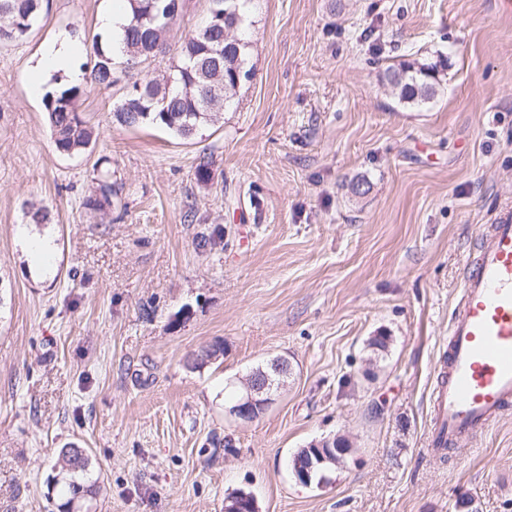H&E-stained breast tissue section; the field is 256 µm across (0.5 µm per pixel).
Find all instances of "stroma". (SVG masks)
Segmentation results:
<instances>
[{
  "label": "stroma",
  "instance_id": "1",
  "mask_svg": "<svg viewBox=\"0 0 512 512\" xmlns=\"http://www.w3.org/2000/svg\"><path fill=\"white\" fill-rule=\"evenodd\" d=\"M106 5L46 0L0 43V512H59L71 447L95 484L72 512H224L240 489L259 512H454L460 496L512 512V411L468 447L426 445L466 260L512 210V6L252 0L254 76L222 119L189 139L120 126L123 80L81 95L95 135L65 155L27 77L61 34L90 71ZM208 7L186 0L144 76L176 64ZM441 56L435 99L400 104L386 68ZM46 232L38 279L28 242ZM276 357L292 374L273 403L229 416L226 384ZM336 436L351 452L330 482L298 483L294 454Z\"/></svg>",
  "mask_w": 512,
  "mask_h": 512
}]
</instances>
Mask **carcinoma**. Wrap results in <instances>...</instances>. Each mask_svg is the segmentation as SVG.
<instances>
[{"instance_id": "carcinoma-1", "label": "carcinoma", "mask_w": 512, "mask_h": 512, "mask_svg": "<svg viewBox=\"0 0 512 512\" xmlns=\"http://www.w3.org/2000/svg\"><path fill=\"white\" fill-rule=\"evenodd\" d=\"M223 14L218 27L204 23L184 37L178 50V64L160 82L139 75L138 65L166 53V34L183 14L185 0H129L131 16L124 29L123 52L126 73L132 78V89L113 109V119L121 126L144 123L165 127L182 138H191L199 129L217 122L237 94L250 80L248 47L244 33L245 8L249 0H209ZM42 9L41 0H0V43L27 38ZM223 42L224 58L211 62V50ZM94 65L89 73L92 84L109 87L114 83V61L111 54L92 38ZM385 78L399 102L422 107L437 95L438 65L427 62H401L390 66ZM218 89L222 97L210 95ZM81 87L71 86L44 96L47 123L55 148L59 152L78 153L91 143L93 131L77 111ZM100 197L93 205L105 209L112 205L115 185L104 174L99 182ZM60 474L67 500L60 504L62 512H70L78 499L94 492L84 482L91 459L86 449H78L71 459L60 451Z\"/></svg>"}]
</instances>
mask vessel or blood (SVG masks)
<instances>
[{"instance_id":"b4317fda","label":"vessel or blood","mask_w":512,"mask_h":512,"mask_svg":"<svg viewBox=\"0 0 512 512\" xmlns=\"http://www.w3.org/2000/svg\"><path fill=\"white\" fill-rule=\"evenodd\" d=\"M448 324L429 448L467 445L512 409V214L480 235Z\"/></svg>"}]
</instances>
